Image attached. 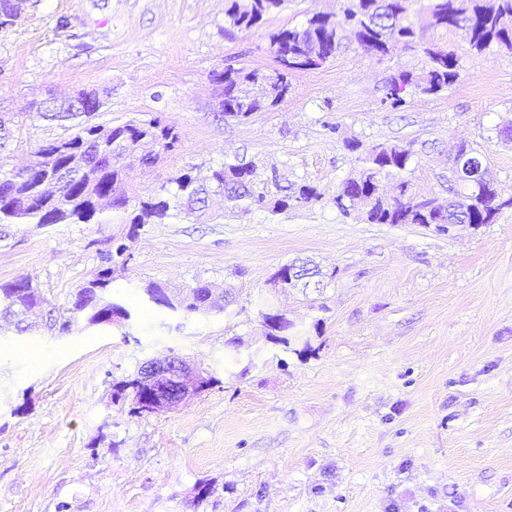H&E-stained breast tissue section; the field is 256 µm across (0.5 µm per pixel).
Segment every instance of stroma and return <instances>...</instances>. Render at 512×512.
Instances as JSON below:
<instances>
[{"label":"stroma","instance_id":"35a3bbf8","mask_svg":"<svg viewBox=\"0 0 512 512\" xmlns=\"http://www.w3.org/2000/svg\"><path fill=\"white\" fill-rule=\"evenodd\" d=\"M230 0H24L0 31V110L15 141L0 166L25 165L56 122L32 101L107 91L99 123L160 118L180 144L134 178L141 192L224 161L271 167L321 198L273 215L228 214L214 195L186 219L141 227L112 294L130 320L87 327L0 319V512H512V208L448 234L371 224L334 198L358 169L353 142L411 145L413 192L447 200L458 145L480 150L501 198L512 197V52H478L460 31L407 21L447 46L460 77L432 96L386 98L390 77L425 65L419 48L380 57L347 43L294 72L277 106L224 120L213 73L270 67V31L344 0H290L261 26L224 35ZM67 18L71 31L59 29ZM121 224H0V283L29 278L68 309ZM307 258L323 287H274ZM208 282L225 311L151 302ZM304 338L270 339L264 313ZM175 355L214 382L178 409L131 414L113 384Z\"/></svg>","mask_w":512,"mask_h":512}]
</instances>
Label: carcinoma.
Wrapping results in <instances>:
<instances>
[{
  "mask_svg": "<svg viewBox=\"0 0 512 512\" xmlns=\"http://www.w3.org/2000/svg\"><path fill=\"white\" fill-rule=\"evenodd\" d=\"M413 0H346L343 22L329 14H315L301 26L282 27L269 33V46L276 66L272 68H235L211 75L224 97L222 116L245 119L252 113L281 102L290 90L288 75L294 70L315 69L327 62L343 45V27H348L357 45L364 52L384 56L402 46H412L416 29L406 23ZM428 26L442 31H466L471 47L482 51L492 44L512 50V0H426ZM287 0H249L244 5L232 0L225 11L230 28L249 30L270 14L281 11ZM426 65L420 73L402 70L388 82L387 98L392 104L403 102L401 93L412 88L424 95H435L458 81L459 63L448 48L430 44L423 48ZM94 112H41L38 117L68 122L72 133L46 142L33 152V159L22 170L0 169V224H112L128 226L126 239H112L99 251L100 266L85 286L75 295L69 316L63 323L68 327L79 319L89 326L110 324L117 319L128 320L130 312L108 297L112 279L118 268L127 265L130 254L125 240H132L145 224L164 219H176L199 205L206 204L210 192L224 195L231 208L248 212L253 207L272 214L301 207L320 197L309 184H282L272 174L271 187L258 191L253 169L244 163L223 162L211 175V186L200 183L191 172L172 179L170 188L163 184L146 195L130 192V173L136 168H152L173 152L180 143L176 127L154 117L148 120H128L105 126L92 122ZM414 152L407 144H378L358 157L356 174L345 179L336 194V206L349 214L356 204L366 206L365 216L372 224L435 225L444 234L458 224H489L512 198L499 200V193L490 175L477 182L463 184V191L448 197L443 205L435 200L410 192L404 174ZM70 160L85 168L82 178L73 180L46 194L36 203L27 201L34 187L48 182L56 167ZM398 179V195L384 197L379 192L382 175ZM300 276L288 279V265H282L271 276L280 288L319 287L321 270L306 260L297 259ZM210 284L195 287L194 297L184 295L172 300L161 288L145 289L150 301L172 311L199 312L205 308ZM44 303L32 283L17 278L0 283V315L16 319L17 329L25 332L30 325L22 315ZM267 335L289 346L284 333L293 327L288 318L280 316L278 323L263 314ZM137 378L112 386L113 402L141 396Z\"/></svg>",
  "mask_w": 512,
  "mask_h": 512,
  "instance_id": "cac0c4a2",
  "label": "carcinoma"
}]
</instances>
